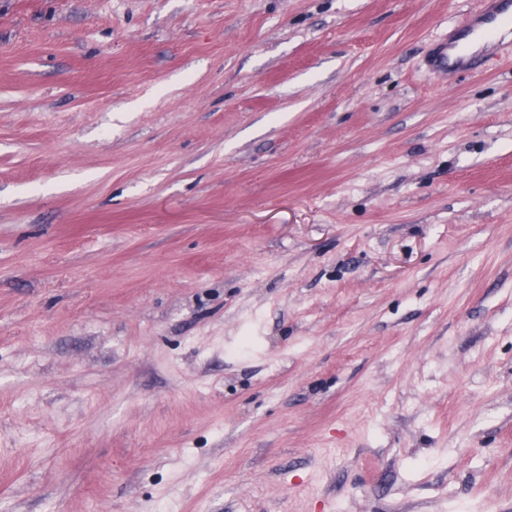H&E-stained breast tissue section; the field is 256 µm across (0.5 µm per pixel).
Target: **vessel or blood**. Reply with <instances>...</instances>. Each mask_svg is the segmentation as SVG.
<instances>
[{
  "label": "vessel or blood",
  "instance_id": "obj_1",
  "mask_svg": "<svg viewBox=\"0 0 512 512\" xmlns=\"http://www.w3.org/2000/svg\"><path fill=\"white\" fill-rule=\"evenodd\" d=\"M491 52L512 53V0H481L478 10L433 47L429 64L436 70L470 72L481 68Z\"/></svg>",
  "mask_w": 512,
  "mask_h": 512
}]
</instances>
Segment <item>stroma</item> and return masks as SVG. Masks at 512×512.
Here are the masks:
<instances>
[{"label":"stroma","mask_w":512,"mask_h":512,"mask_svg":"<svg viewBox=\"0 0 512 512\" xmlns=\"http://www.w3.org/2000/svg\"><path fill=\"white\" fill-rule=\"evenodd\" d=\"M478 2L0 0V512H512ZM480 7L458 23L448 40L432 49V69L457 73L478 70L488 53H512V1L481 0ZM504 24L510 27L504 29ZM493 41V47L486 43Z\"/></svg>","instance_id":"1"}]
</instances>
